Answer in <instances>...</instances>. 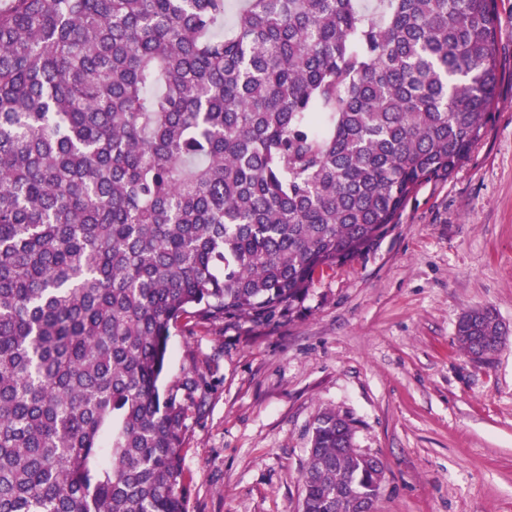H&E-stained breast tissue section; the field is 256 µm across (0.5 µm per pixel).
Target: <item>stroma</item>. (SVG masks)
<instances>
[{"label": "stroma", "instance_id": "1", "mask_svg": "<svg viewBox=\"0 0 512 512\" xmlns=\"http://www.w3.org/2000/svg\"><path fill=\"white\" fill-rule=\"evenodd\" d=\"M498 17L493 117L450 176L420 184L292 315L172 328L165 385L202 378L181 451L187 512H298L324 409L385 466L375 512H512V0ZM482 307L507 330L486 365L455 336Z\"/></svg>", "mask_w": 512, "mask_h": 512}]
</instances>
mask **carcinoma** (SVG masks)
Returning a JSON list of instances; mask_svg holds the SVG:
<instances>
[{"label": "carcinoma", "instance_id": "obj_1", "mask_svg": "<svg viewBox=\"0 0 512 512\" xmlns=\"http://www.w3.org/2000/svg\"><path fill=\"white\" fill-rule=\"evenodd\" d=\"M8 0L0 7V512H187L171 328L268 323L482 137L497 0ZM455 335L506 340L489 307ZM384 465L314 420L304 512Z\"/></svg>", "mask_w": 512, "mask_h": 512}]
</instances>
